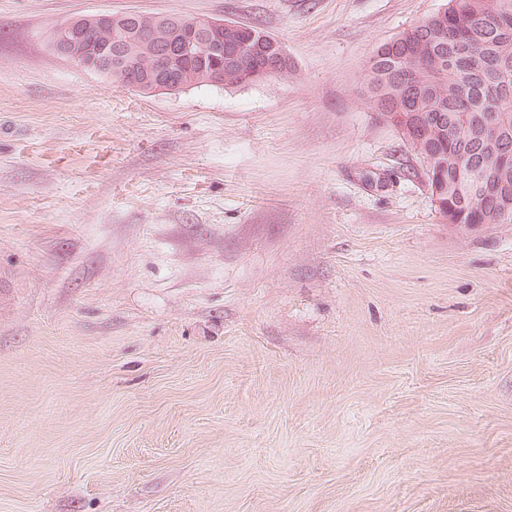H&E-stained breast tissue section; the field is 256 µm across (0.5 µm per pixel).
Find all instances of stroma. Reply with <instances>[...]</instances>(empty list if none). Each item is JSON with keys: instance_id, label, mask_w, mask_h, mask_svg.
Wrapping results in <instances>:
<instances>
[{"instance_id": "stroma-1", "label": "stroma", "mask_w": 512, "mask_h": 512, "mask_svg": "<svg viewBox=\"0 0 512 512\" xmlns=\"http://www.w3.org/2000/svg\"><path fill=\"white\" fill-rule=\"evenodd\" d=\"M447 0H0V512H512V224L449 226L366 88ZM260 25L143 95L74 17ZM115 18L110 14H99L70 20L52 43L53 37L57 33V28H55L50 36L54 52L83 68L98 69L104 56L112 57V46L117 42H123L126 37L123 32L125 25L120 26V21H115L112 24ZM90 26L95 27H91L86 32V28ZM96 27L111 28L112 30L105 31ZM84 33L89 41L106 42L112 39V44L101 45L98 43L94 45L84 38Z\"/></svg>"}]
</instances>
